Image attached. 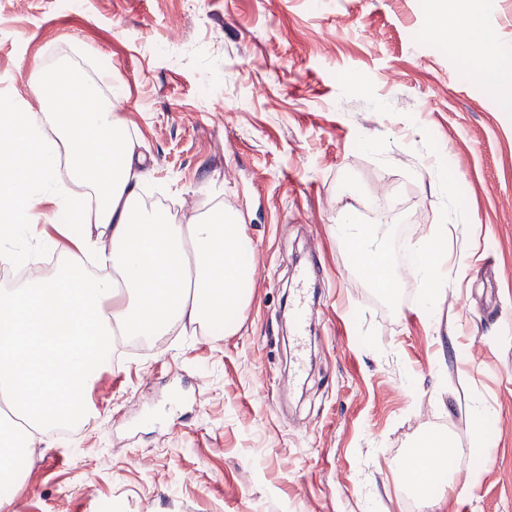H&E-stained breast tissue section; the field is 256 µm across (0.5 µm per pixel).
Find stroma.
<instances>
[{
    "label": "stroma",
    "mask_w": 512,
    "mask_h": 512,
    "mask_svg": "<svg viewBox=\"0 0 512 512\" xmlns=\"http://www.w3.org/2000/svg\"><path fill=\"white\" fill-rule=\"evenodd\" d=\"M476 6L475 38L512 69V0ZM429 12L0 0V96L41 113L29 67L112 71L100 93L146 159L142 193L186 220L235 210L255 250L238 331L113 348L79 437L33 440L18 512H512V109ZM349 217L382 225L394 290L338 241ZM433 232L448 281L430 314L407 265ZM310 263L299 345L282 314ZM428 431L451 442L448 486L415 498L402 463Z\"/></svg>",
    "instance_id": "35a3bbf8"
}]
</instances>
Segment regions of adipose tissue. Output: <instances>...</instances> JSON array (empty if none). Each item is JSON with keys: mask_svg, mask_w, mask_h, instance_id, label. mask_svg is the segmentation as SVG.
Here are the masks:
<instances>
[{"mask_svg": "<svg viewBox=\"0 0 512 512\" xmlns=\"http://www.w3.org/2000/svg\"><path fill=\"white\" fill-rule=\"evenodd\" d=\"M111 80L40 66L29 89L54 111L27 112L0 96V255L22 258L19 238L42 223L70 243L60 275L0 289V422L27 439L84 411L116 337L178 326L228 336L253 298L254 252L236 212L212 208L178 224L144 207L143 160L97 93ZM66 84L77 111L58 101ZM46 198L55 204L49 215L40 208ZM77 225L82 235L72 234ZM449 447L442 435L425 436L409 479L446 485L439 460ZM30 462L27 448L0 453V512H17Z\"/></svg>", "mask_w": 512, "mask_h": 512, "instance_id": "ef3b65f1", "label": "adipose tissue"}]
</instances>
